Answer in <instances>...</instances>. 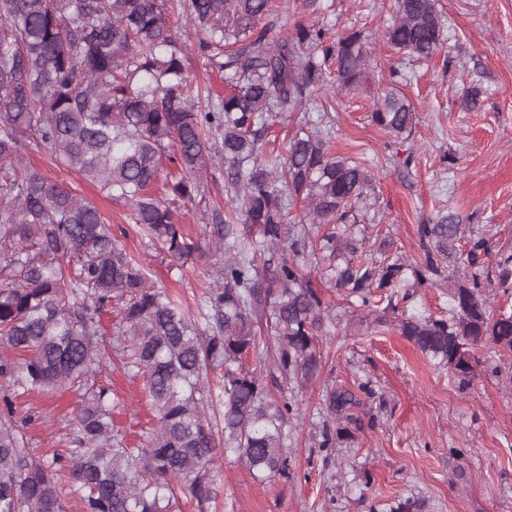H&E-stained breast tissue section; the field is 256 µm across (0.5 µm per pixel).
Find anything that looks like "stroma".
<instances>
[{
  "instance_id": "stroma-1",
  "label": "stroma",
  "mask_w": 512,
  "mask_h": 512,
  "mask_svg": "<svg viewBox=\"0 0 512 512\" xmlns=\"http://www.w3.org/2000/svg\"><path fill=\"white\" fill-rule=\"evenodd\" d=\"M397 0H324V10L282 7L272 37L298 24L319 22L329 36L354 28L373 37L380 64L366 90L336 97L335 154L369 160L378 220H364L365 249L389 242L416 264L423 257L418 227L454 214L468 234L485 237L495 267L512 254V0H438L447 40L426 63L400 61L385 40ZM400 65L399 90L413 103L415 124L393 137L372 123L373 91L383 70ZM482 89L478 108L466 109L470 86ZM29 161L69 183L99 208L128 251L141 255L155 287L195 308L222 261L209 249L211 229L192 204L177 206L176 220L197 242L188 262L154 249L128 209L75 171L57 169L44 156ZM337 314L318 338L321 369L292 392L300 411L288 446L289 479L255 478L235 456H219L214 493L202 512H387L400 498L423 502L422 512H512V355L478 347V374L459 388L397 329L360 322L336 293L325 295ZM97 383L111 386L113 420L127 447H139L156 411L141 378L103 366ZM371 382L366 425L335 454L317 446L321 396L326 388ZM79 394L60 389L16 398L33 455L67 447L66 422Z\"/></svg>"
}]
</instances>
